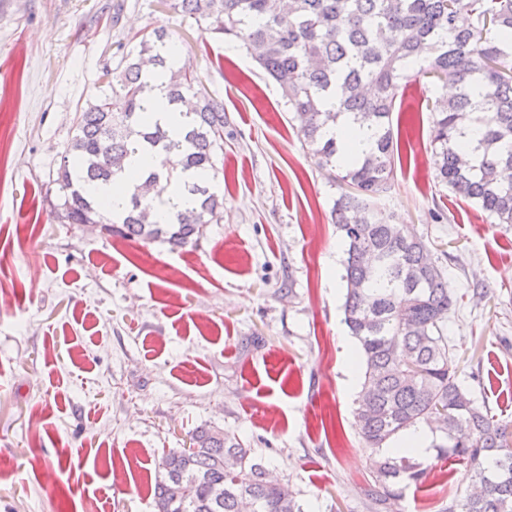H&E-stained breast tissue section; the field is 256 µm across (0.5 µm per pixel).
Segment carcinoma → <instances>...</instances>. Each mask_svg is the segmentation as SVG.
Returning a JSON list of instances; mask_svg holds the SVG:
<instances>
[{"instance_id": "cac0c4a2", "label": "carcinoma", "mask_w": 512, "mask_h": 512, "mask_svg": "<svg viewBox=\"0 0 512 512\" xmlns=\"http://www.w3.org/2000/svg\"><path fill=\"white\" fill-rule=\"evenodd\" d=\"M205 31L239 42L279 86L295 111L304 149L352 191L333 216L346 242L344 323L356 339L364 377L357 422L379 452L375 512H388L402 486L425 475L406 449L390 447L427 426L437 456L465 465L463 491L445 512H512V442L486 407L457 382L448 315L458 295L448 270L431 260L423 239L379 215L374 201L392 185V112L412 77L435 86L429 145L438 185L512 225V0H166ZM177 44L163 28L141 35L107 69L77 112L74 135L57 172V218L98 224L109 233L184 247L224 209L212 181L224 147V102L187 66L170 57ZM163 73L167 104L194 99L177 135L152 120L150 74ZM343 118L369 127V148L347 153L328 136ZM151 166L132 176L121 209L99 187L130 174L131 158ZM176 184L193 206L161 224L155 202ZM158 512H302L296 493L270 479L239 438L204 429L187 448L163 454Z\"/></svg>"}]
</instances>
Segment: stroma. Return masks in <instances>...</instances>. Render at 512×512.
<instances>
[{
  "label": "stroma",
  "mask_w": 512,
  "mask_h": 512,
  "mask_svg": "<svg viewBox=\"0 0 512 512\" xmlns=\"http://www.w3.org/2000/svg\"><path fill=\"white\" fill-rule=\"evenodd\" d=\"M160 26L227 119L222 217L183 248L53 213L77 110ZM15 83L0 108V512H157L163 452L203 428L235 433L304 512H371L378 454L345 375L342 188L279 87L163 0H0V91ZM434 93L411 82L393 112L394 183L375 206L447 267L458 380L512 435V226L436 186ZM423 462L392 512H443L455 494L459 465Z\"/></svg>",
  "instance_id": "35a3bbf8"
}]
</instances>
